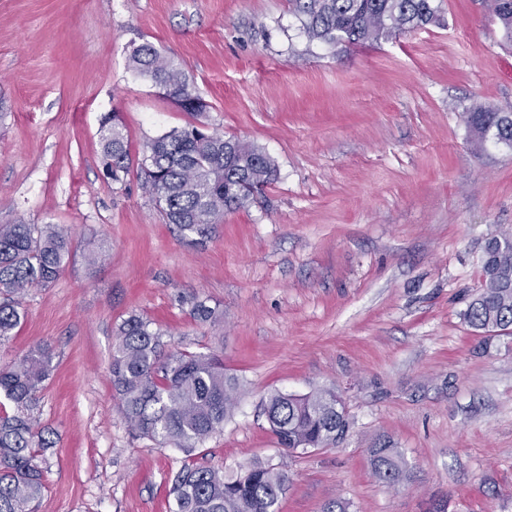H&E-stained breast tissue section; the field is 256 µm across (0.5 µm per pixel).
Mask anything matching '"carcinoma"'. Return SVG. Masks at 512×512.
<instances>
[{
  "mask_svg": "<svg viewBox=\"0 0 512 512\" xmlns=\"http://www.w3.org/2000/svg\"><path fill=\"white\" fill-rule=\"evenodd\" d=\"M309 42L353 48L378 42L438 19L434 0H296ZM492 22L512 44V0H487ZM138 77L163 82L186 99H195L185 72L154 44L144 42L129 56ZM475 145L512 149V112L472 106L462 112ZM117 115H107L99 130L100 162L108 178L119 181L132 164L127 136ZM143 184L159 203L173 230L194 246L212 238L226 211L246 206L255 189L277 179L274 162L258 146L190 123L164 133L147 145ZM101 244L84 254L95 268L108 256ZM74 256L71 236L57 224L0 225V344L9 340L24 317L29 289L51 284ZM190 317L216 326L224 313L206 299L190 301ZM464 320L476 331L512 329V232L487 239L481 258V285ZM164 333L154 322L131 315L115 331L110 376L119 409L136 437L193 452L237 408L239 378L224 370L216 356L175 351L162 355ZM54 370L49 347L39 346L18 362L0 368V400L14 406L0 410V512H27L44 483L43 453L53 447L50 432L38 428L36 393ZM264 414L277 444L298 449L328 448L349 427L335 392L270 394ZM376 475L395 482L404 460L395 448L373 450ZM289 477L280 466L254 461L226 474L183 465L171 480L175 512H279Z\"/></svg>",
  "mask_w": 512,
  "mask_h": 512,
  "instance_id": "carcinoma-1",
  "label": "carcinoma"
}]
</instances>
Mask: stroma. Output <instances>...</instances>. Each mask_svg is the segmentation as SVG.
Wrapping results in <instances>:
<instances>
[{
  "label": "stroma",
  "mask_w": 512,
  "mask_h": 512,
  "mask_svg": "<svg viewBox=\"0 0 512 512\" xmlns=\"http://www.w3.org/2000/svg\"><path fill=\"white\" fill-rule=\"evenodd\" d=\"M435 2L438 24L333 51L308 43L293 0H0V224H57L78 250L0 346V366L55 355L34 512H173L184 464L257 460L288 472L279 512H512V335L463 318L486 239L512 229V149H476L461 119L475 103L512 112V49L484 0ZM146 41L181 65L209 129L278 167L202 248L142 188L145 144L193 121L130 70ZM110 112L132 156L120 182L98 159ZM103 239L108 259L86 268ZM195 297L223 324L194 322ZM133 314L165 351L218 355L242 384L192 454L134 438L119 411L108 367ZM320 389L347 433L279 447L265 398ZM382 445L404 459L397 482L374 472Z\"/></svg>",
  "instance_id": "35a3bbf8"
}]
</instances>
